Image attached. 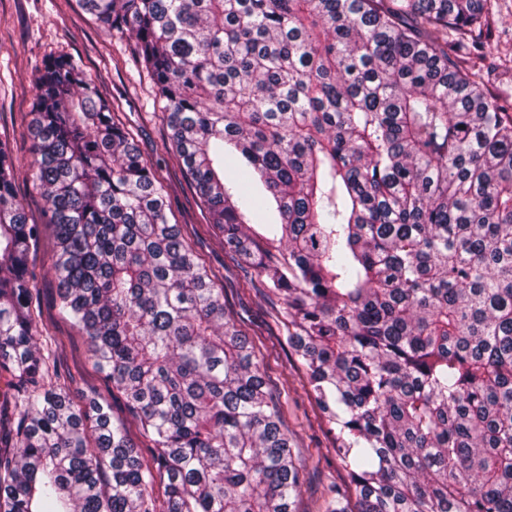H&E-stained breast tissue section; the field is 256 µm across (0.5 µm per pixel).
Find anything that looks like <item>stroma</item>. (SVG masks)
<instances>
[{
  "instance_id": "35a3bbf8",
  "label": "stroma",
  "mask_w": 512,
  "mask_h": 512,
  "mask_svg": "<svg viewBox=\"0 0 512 512\" xmlns=\"http://www.w3.org/2000/svg\"><path fill=\"white\" fill-rule=\"evenodd\" d=\"M493 36L485 59L465 58L464 63L482 73L490 92L512 101V0H495L491 17ZM67 55L82 61L88 74L108 100H119V117L135 136L143 157L162 176L169 199L170 223L182 225L207 267L218 274L226 289L229 308L255 335L260 355L280 396L285 426L304 460L305 485L297 503L299 512H323L325 493L343 480L332 451L333 440L308 396L294 355L283 350L272 329L273 306L261 281L235 290L231 278L239 271L224 252V245L203 219L194 184L168 151L169 130L153 83L134 61L128 34L108 30L85 13L77 0H0V142L15 158V191L30 222L43 232L29 261L40 273L37 281L40 327L72 342L61 354L64 365L76 373L71 388L75 400L100 393L97 372L88 359L81 330L63 318L56 306V280L49 269L54 259V232L44 214L45 202L34 188L28 170L32 141L29 124L34 117V78L46 59Z\"/></svg>"
}]
</instances>
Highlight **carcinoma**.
Returning <instances> with one entry per match:
<instances>
[{
	"label": "carcinoma",
	"mask_w": 512,
	"mask_h": 512,
	"mask_svg": "<svg viewBox=\"0 0 512 512\" xmlns=\"http://www.w3.org/2000/svg\"><path fill=\"white\" fill-rule=\"evenodd\" d=\"M78 2L132 39L209 224L280 305L345 477L324 512H512V103L448 41L482 57L492 0ZM37 89L56 305L150 446L72 400L70 337L36 330L41 229L0 144V512H296L263 365L119 104L73 57Z\"/></svg>",
	"instance_id": "cac0c4a2"
}]
</instances>
